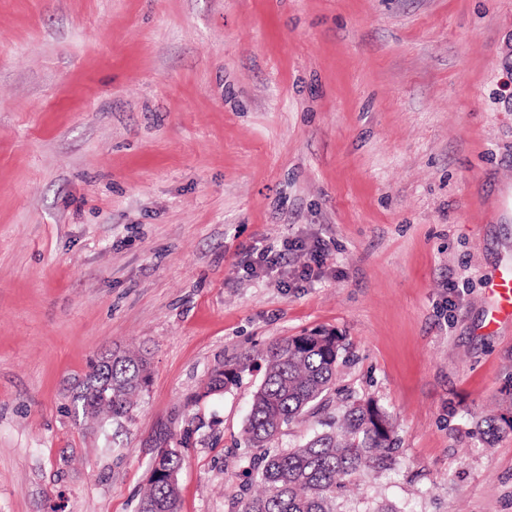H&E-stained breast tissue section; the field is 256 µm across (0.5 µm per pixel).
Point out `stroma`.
I'll use <instances>...</instances> for the list:
<instances>
[{
  "mask_svg": "<svg viewBox=\"0 0 512 512\" xmlns=\"http://www.w3.org/2000/svg\"><path fill=\"white\" fill-rule=\"evenodd\" d=\"M324 243L317 278L251 274ZM512 259V0H0V512H138L165 424L181 512L253 487L265 371L343 336L325 416L374 399L395 462L338 512H512V327L480 334ZM132 348L131 421L73 395ZM302 248V244L289 240L284 241L283 249L279 250L274 255H272L273 249L271 246L262 248L259 250V256L262 261L266 263L263 269V273L271 275L274 272H278L280 268L288 267V254H290L292 251L300 250ZM251 357H245L242 361L224 365V368L215 370L205 385L204 395H211L237 385L243 370L249 366Z\"/></svg>",
  "mask_w": 512,
  "mask_h": 512,
  "instance_id": "35a3bbf8",
  "label": "stroma"
}]
</instances>
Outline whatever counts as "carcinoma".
I'll return each instance as SVG.
<instances>
[{
    "label": "carcinoma",
    "mask_w": 512,
    "mask_h": 512,
    "mask_svg": "<svg viewBox=\"0 0 512 512\" xmlns=\"http://www.w3.org/2000/svg\"><path fill=\"white\" fill-rule=\"evenodd\" d=\"M344 350L334 331L314 330L268 347L261 357L264 378L255 391L241 429L245 447L260 451L257 490L237 502L236 512H337L336 499L358 476L392 462L394 427L390 416L372 400L356 401L342 415L293 448L271 444L285 428L314 413L336 381ZM112 368L97 362L78 385L75 410L117 426L132 412L149 381V363L141 354L115 350ZM251 357L215 370L205 385L208 396L238 384ZM166 426L155 443L170 448L156 462L140 506L144 512H180L177 475L184 458Z\"/></svg>",
    "instance_id": "1"
}]
</instances>
